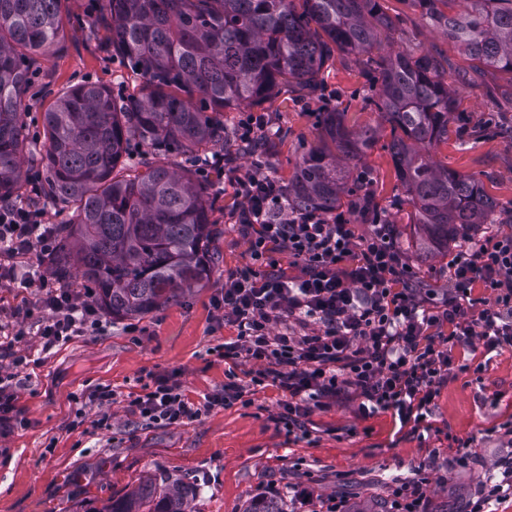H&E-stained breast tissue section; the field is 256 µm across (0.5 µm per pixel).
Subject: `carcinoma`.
Returning <instances> with one entry per match:
<instances>
[{"mask_svg": "<svg viewBox=\"0 0 512 512\" xmlns=\"http://www.w3.org/2000/svg\"><path fill=\"white\" fill-rule=\"evenodd\" d=\"M411 0L423 22L470 61L453 69L436 50L372 55L400 29L381 0H106L112 48L142 80L140 94L116 99L84 84L45 113L40 148L43 197L74 205L59 225L50 267L61 278L77 268L82 287L114 319L143 316L202 286L214 271L213 199L182 167L129 155L133 141L193 154L225 139L222 112L272 98L288 82L308 93L334 54L366 55L375 95L366 104L391 127L386 145L414 210L419 248L493 223L499 203L473 177L434 163L430 149L448 138L456 85L487 72L512 86V0ZM62 0H0V199L20 195L28 140L19 106L30 81L27 59L60 41ZM198 96L197 108L165 91ZM332 149L308 152L288 181L295 211L333 213L365 199L359 164L378 141L377 129L356 131L345 113H320ZM193 482L151 475L100 512H191ZM242 512H286L275 497H252Z\"/></svg>", "mask_w": 512, "mask_h": 512, "instance_id": "obj_1", "label": "carcinoma"}]
</instances>
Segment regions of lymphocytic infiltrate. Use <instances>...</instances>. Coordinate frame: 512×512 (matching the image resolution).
Segmentation results:
<instances>
[{
	"mask_svg": "<svg viewBox=\"0 0 512 512\" xmlns=\"http://www.w3.org/2000/svg\"><path fill=\"white\" fill-rule=\"evenodd\" d=\"M240 216L252 234L254 256L279 246L301 267L297 276L257 272L245 265L224 278L214 302L218 320L235 327L234 341L218 347L224 360L246 357L254 365L248 382L229 375L224 391L192 402L171 377L150 375L128 406L147 424L186 425L204 408L248 406L258 387L272 383L283 393L276 420L299 430L313 410L328 406L345 390L360 397L364 414L391 411L403 423L421 424L453 365L451 347L482 341L485 349L512 346V234L487 236L477 248L449 261L442 296L414 287V273L398 246L392 224L374 217L369 236H359L349 217L316 211H288L279 181L257 171L239 178ZM51 225L43 211L26 205L0 207V288L44 292L49 311L35 333L5 325L0 352V422L17 420L16 389L29 363L26 350L42 357L86 332L101 320L86 295L54 287L45 275L19 278L18 269L33 252L49 253ZM490 295L475 302V285ZM305 327L304 335L290 331ZM505 453L497 472L483 480L469 512H490L492 502L512 494V424L503 427Z\"/></svg>",
	"mask_w": 512,
	"mask_h": 512,
	"instance_id": "obj_1",
	"label": "lymphocytic infiltrate"
}]
</instances>
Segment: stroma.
I'll return each mask as SVG.
<instances>
[{
    "label": "stroma",
    "instance_id": "obj_1",
    "mask_svg": "<svg viewBox=\"0 0 512 512\" xmlns=\"http://www.w3.org/2000/svg\"><path fill=\"white\" fill-rule=\"evenodd\" d=\"M383 6L403 20L401 33L383 41V50L433 45L456 66L468 68L452 43L420 21L409 0H384ZM61 16L60 43L30 60L33 77L20 110L33 133L42 132L46 112L74 86L102 85L118 98L138 94L142 84L107 37L110 17L101 0H63ZM364 72L361 58L337 55L324 66L317 94L304 96L284 85L261 104L223 112L230 135L202 156L236 152L231 132L252 112L265 118L263 134L271 140L264 172L288 182L303 153L322 144L320 112L344 108L350 128L378 131V145L361 163L374 209L394 224L417 287L442 294L448 263L461 243L473 246L491 234H512V138L507 135L512 86L490 71L479 86L459 87L462 117L451 120L447 139L431 149L436 163L483 182L503 206L498 221L429 254L416 245L411 207L384 148L390 127L363 102L369 92ZM253 169L251 158L244 157L236 168L203 179L214 199L217 265L202 287L145 316H104L103 332L74 337L32 369L16 399L25 427L0 426V512H100L112 498L159 473L196 483L194 512H241L250 498L267 492L278 495L288 512H318L322 497L331 494L346 496L354 512H377L394 482L417 480L424 484L427 512H466L501 454L496 429L512 422V346L489 353L476 341L456 346L454 366L432 413L417 428L401 424L389 411L362 415L357 399L343 396L314 410L305 431L290 433L274 420L281 392L272 385L260 390L252 405L216 406L186 425H148L129 410L128 394L140 392V378L149 372L172 377L201 403L223 390L228 371L243 380L251 370L243 358L228 368L214 352L235 334L215 319L213 303L224 290V275L243 265L261 273L300 272L283 251L252 257L239 222L243 204L232 181ZM16 304L13 291L0 288V323L32 331L47 315L40 293L29 294L23 311H16ZM99 385L117 394L112 430L73 428L83 407L78 394ZM461 440L471 441L476 456L467 469L450 464Z\"/></svg>",
    "mask_w": 512,
    "mask_h": 512
}]
</instances>
